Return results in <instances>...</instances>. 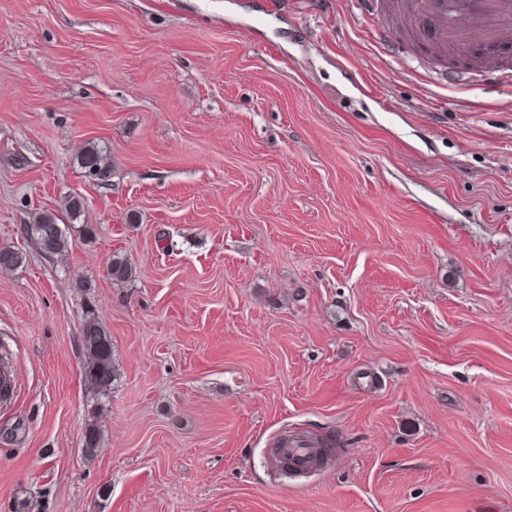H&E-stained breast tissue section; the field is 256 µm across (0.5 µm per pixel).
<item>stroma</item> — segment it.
Masks as SVG:
<instances>
[{
    "instance_id": "35a3bbf8",
    "label": "stroma",
    "mask_w": 512,
    "mask_h": 512,
    "mask_svg": "<svg viewBox=\"0 0 512 512\" xmlns=\"http://www.w3.org/2000/svg\"><path fill=\"white\" fill-rule=\"evenodd\" d=\"M388 22L0 0V244L25 256L0 269V512H512V88L479 50L398 31L384 57ZM43 212L60 254L22 234ZM291 434L331 460L286 476ZM80 168L84 171V177L96 184L104 185L112 174L110 158L98 145H91L80 156ZM81 344L88 356L85 366L87 377L100 393H109L117 379L112 362V339L93 309L86 313Z\"/></svg>"
}]
</instances>
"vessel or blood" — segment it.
<instances>
[{
	"mask_svg": "<svg viewBox=\"0 0 512 512\" xmlns=\"http://www.w3.org/2000/svg\"><path fill=\"white\" fill-rule=\"evenodd\" d=\"M405 8L404 24L419 25L431 47L480 49L492 57L512 47V0H405ZM280 453L301 471L315 464L314 449L302 441Z\"/></svg>",
	"mask_w": 512,
	"mask_h": 512,
	"instance_id": "b4317fda",
	"label": "vessel or blood"
}]
</instances>
